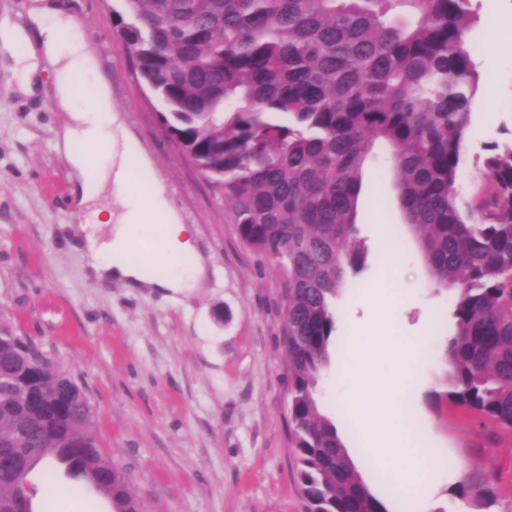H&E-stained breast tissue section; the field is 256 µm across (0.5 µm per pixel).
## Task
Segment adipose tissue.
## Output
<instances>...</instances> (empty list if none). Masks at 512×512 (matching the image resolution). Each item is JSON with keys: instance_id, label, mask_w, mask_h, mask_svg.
Returning <instances> with one entry per match:
<instances>
[{"instance_id": "obj_1", "label": "adipose tissue", "mask_w": 512, "mask_h": 512, "mask_svg": "<svg viewBox=\"0 0 512 512\" xmlns=\"http://www.w3.org/2000/svg\"><path fill=\"white\" fill-rule=\"evenodd\" d=\"M77 31V22L61 14L51 0L34 9L26 24L0 17V48L14 55L17 91L34 93L43 64L52 66L56 106L69 117L57 133V143L78 177V206L91 212L94 223L110 228L108 236L92 233L84 239L83 248L92 259L90 272L95 279H116L130 288L190 294L205 280L207 261L195 254L165 185L152 179L151 157L114 109L110 84L100 76L96 57ZM86 76L93 77V89L81 103L75 85ZM93 154L105 156V165L90 168ZM108 184L118 197V207L112 211L94 206ZM145 238L151 239L152 246L141 255L137 244ZM186 255L192 261L185 267L181 261ZM155 262L169 266L171 275L149 277L146 267Z\"/></svg>"}]
</instances>
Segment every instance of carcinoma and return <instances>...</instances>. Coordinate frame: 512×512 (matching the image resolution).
<instances>
[{"label":"carcinoma","instance_id":"obj_1","mask_svg":"<svg viewBox=\"0 0 512 512\" xmlns=\"http://www.w3.org/2000/svg\"><path fill=\"white\" fill-rule=\"evenodd\" d=\"M125 49L161 100V121L230 206L244 245L281 278L288 422L308 512H388L350 463L317 380L336 331L333 302L364 269L359 200L370 155L390 150L398 203L432 287L451 293L456 334L435 393L512 435V143L475 157L488 177L473 203L457 184L478 95L473 0H127ZM0 323V512L34 508L30 476L61 473L108 512H142L102 452L78 385ZM456 494L498 502L491 479Z\"/></svg>","mask_w":512,"mask_h":512}]
</instances>
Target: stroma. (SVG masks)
<instances>
[{
	"label": "stroma",
	"mask_w": 512,
	"mask_h": 512,
	"mask_svg": "<svg viewBox=\"0 0 512 512\" xmlns=\"http://www.w3.org/2000/svg\"><path fill=\"white\" fill-rule=\"evenodd\" d=\"M123 3L56 0L78 22L113 106L208 258V279L191 296L173 298L93 278L82 248L89 218L71 203L69 166L56 148L68 116L48 91L11 93L0 100V319L85 393L97 412L99 446L126 472L144 512H306L288 428L280 278L240 241L221 191L161 122L162 103L113 26ZM474 6L482 43L473 55L480 91L458 186L466 201L487 183L474 166L484 143L512 140V0ZM395 198L389 155L376 149L360 196L365 269L348 275L336 299L331 353L344 352L354 319L369 317L363 299L374 281L405 288L392 319L420 352L410 394L415 436L466 476L492 475L510 505L512 436L487 418L429 402L446 385L441 348L456 322ZM386 237L401 254L390 271L381 258Z\"/></svg>",
	"instance_id": "obj_1"
}]
</instances>
